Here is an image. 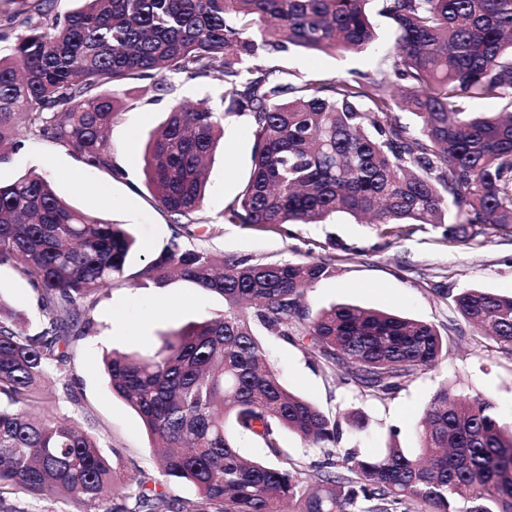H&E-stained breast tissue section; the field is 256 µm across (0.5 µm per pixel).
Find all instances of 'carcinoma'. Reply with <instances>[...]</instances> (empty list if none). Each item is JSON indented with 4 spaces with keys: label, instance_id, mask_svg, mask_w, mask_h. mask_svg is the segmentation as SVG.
Returning <instances> with one entry per match:
<instances>
[{
    "label": "carcinoma",
    "instance_id": "carcinoma-1",
    "mask_svg": "<svg viewBox=\"0 0 512 512\" xmlns=\"http://www.w3.org/2000/svg\"><path fill=\"white\" fill-rule=\"evenodd\" d=\"M19 2L39 21L0 55V166L25 147L21 121L85 167L117 174L106 131L129 82L164 94L168 76L184 74L224 88L250 129L251 173L219 213L225 223L320 224L344 213L396 236L429 226L466 244L489 227L512 237V0H80L63 16L56 0ZM374 2L395 28L397 91L374 79L292 83L252 64L291 49L373 47ZM464 98L505 105L456 111ZM403 109L421 119L418 133L397 122ZM225 116L177 104L149 141L145 185L177 230L134 273L140 288L178 276L223 297L224 313L165 334L152 356L103 358L162 476L196 497L169 499L134 477L128 506V483L94 437L68 416L31 414L45 385L73 392L71 346L92 332L97 294L124 277L135 239L28 170L0 182V267L28 281L45 322L31 334L0 300V499L55 492L87 510L109 495L112 512H284L285 503L289 512H512V428L489 398L442 386L421 420L419 453L389 445L365 455L361 411L330 415L285 386L256 325L310 345L325 369L382 404L436 368L443 340L430 323L372 308L310 314L305 294L335 276L330 258L218 257L190 243ZM454 305L512 355V296L468 288ZM285 432L320 449L318 459H284ZM241 435L259 438L266 458L244 457Z\"/></svg>",
    "mask_w": 512,
    "mask_h": 512
}]
</instances>
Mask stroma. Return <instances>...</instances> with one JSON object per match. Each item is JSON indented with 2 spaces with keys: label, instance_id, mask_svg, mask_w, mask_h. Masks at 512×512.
Instances as JSON below:
<instances>
[{
  "label": "stroma",
  "instance_id": "1",
  "mask_svg": "<svg viewBox=\"0 0 512 512\" xmlns=\"http://www.w3.org/2000/svg\"><path fill=\"white\" fill-rule=\"evenodd\" d=\"M379 34L375 49L330 55L293 50L261 58L264 66L282 70L288 80L346 79L359 74L372 79L389 77L395 33L389 21L375 17ZM170 90L160 96L149 83L128 86L122 115L109 130L112 153L124 173L115 176L85 168L61 144L27 138L12 164L0 167V180L34 168L48 174L56 191L74 205L103 212L115 223L128 225L138 242L130 268L138 270L157 257L173 234L167 213L161 210L144 183L143 155L152 133L178 103L223 110V89L203 78L169 77ZM251 169V139L244 119L226 118L224 148L210 168L203 211L214 231L197 228L195 245L217 255H250L266 262L332 258L335 277L321 281L305 296L309 312L339 303L396 312L433 324L444 340V357L436 369L414 378L394 400L378 403L361 397L339 377L324 373L309 349L257 329L256 334L285 384L323 411L358 409L370 420L360 442L365 454L387 445L390 428H397V444L414 448V426L441 385L457 395L477 394L493 400L501 422L512 426V355L501 352L454 310L452 297L479 287L512 296V237L490 229L479 243L444 240L440 231L427 229L411 235L390 236L374 224H359L338 215L327 224L245 226L220 224L216 218L228 199L240 191ZM0 297L37 332L43 321L28 282L12 268H0ZM224 300L196 286L174 279L163 289H145L128 278L115 280L99 294L92 311V333L72 346L68 375L77 385L74 395L55 387L42 411L73 417L93 434L121 477L142 475L155 479L156 488L170 498L192 496L191 487L161 477L150 453L152 444L137 414L107 383L102 368L106 349L151 355L162 333L222 314Z\"/></svg>",
  "mask_w": 512,
  "mask_h": 512
}]
</instances>
